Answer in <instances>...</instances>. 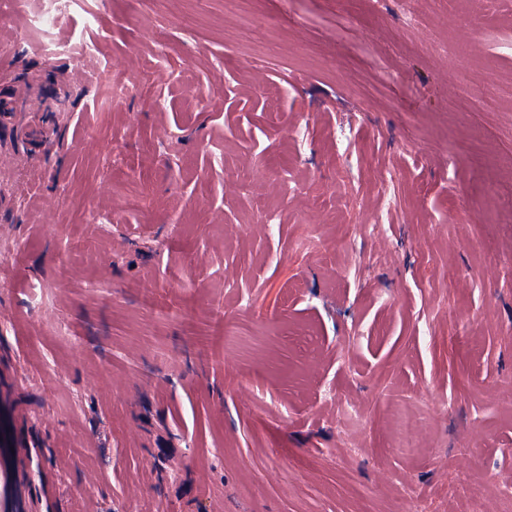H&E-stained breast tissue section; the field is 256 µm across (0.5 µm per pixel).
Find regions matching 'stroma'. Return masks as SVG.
<instances>
[{"label":"stroma","mask_w":512,"mask_h":512,"mask_svg":"<svg viewBox=\"0 0 512 512\" xmlns=\"http://www.w3.org/2000/svg\"><path fill=\"white\" fill-rule=\"evenodd\" d=\"M46 5L0 9L20 124L66 91L43 155L0 142L30 497L512 512V0H72L20 34ZM108 75L132 86L110 105ZM69 3V0H49L44 11L33 15L29 19L27 28L44 33L50 32L60 16L65 13Z\"/></svg>","instance_id":"stroma-1"}]
</instances>
